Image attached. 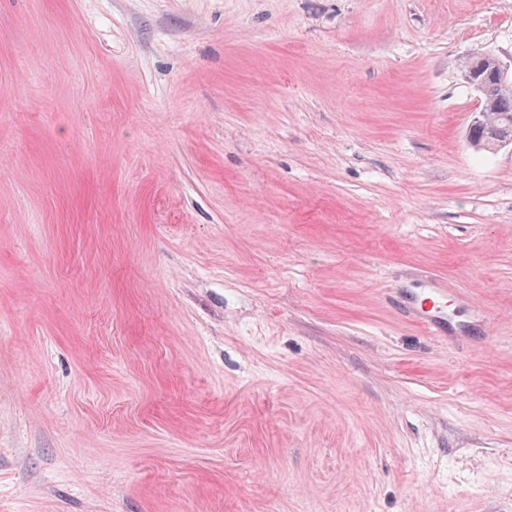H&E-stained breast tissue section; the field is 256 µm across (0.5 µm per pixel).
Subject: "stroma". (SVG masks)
<instances>
[{
  "label": "stroma",
  "instance_id": "35a3bbf8",
  "mask_svg": "<svg viewBox=\"0 0 512 512\" xmlns=\"http://www.w3.org/2000/svg\"><path fill=\"white\" fill-rule=\"evenodd\" d=\"M477 48L512 0H0V512H512ZM419 289L418 294L406 297L405 308L428 333L444 336L448 326V289L439 282Z\"/></svg>",
  "mask_w": 512,
  "mask_h": 512
}]
</instances>
